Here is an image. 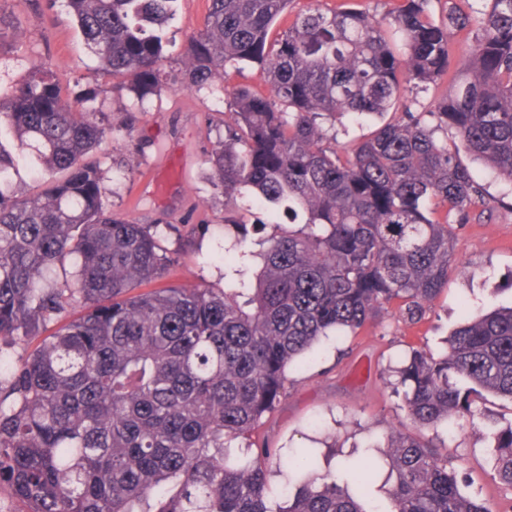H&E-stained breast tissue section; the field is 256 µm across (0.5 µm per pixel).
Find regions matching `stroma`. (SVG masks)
Wrapping results in <instances>:
<instances>
[{"instance_id":"1","label":"stroma","mask_w":512,"mask_h":512,"mask_svg":"<svg viewBox=\"0 0 512 512\" xmlns=\"http://www.w3.org/2000/svg\"><path fill=\"white\" fill-rule=\"evenodd\" d=\"M207 5V0H180L165 46L171 80L141 109L132 95L111 93L65 0H9L6 11L15 29L0 42V89L9 90L35 65L47 67L64 84L99 89L112 129L101 160L109 209L129 222L157 226L176 260L168 282L220 288L224 198L211 182L208 159L224 138L228 106L221 91L195 92L173 81ZM458 159L481 187L484 203L472 210L468 223L452 228L457 261L448 270L447 288L418 324L406 323L391 306L357 333L322 338L306 359L289 366L284 396L252 438L285 458L314 449L317 465L311 472L284 465L274 470L272 504L286 506L285 488L348 461L363 458L383 469V457L373 446L405 418L394 389L411 350L440 352L457 326L512 306V183L467 152ZM481 408L461 428L439 427L438 439L445 442L466 492L485 499L493 512H512V488L491 467L494 441L488 420L492 414H512V403L491 394Z\"/></svg>"}]
</instances>
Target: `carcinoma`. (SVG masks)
I'll list each match as a JSON object with an SVG mask.
<instances>
[{
    "label": "carcinoma",
    "mask_w": 512,
    "mask_h": 512,
    "mask_svg": "<svg viewBox=\"0 0 512 512\" xmlns=\"http://www.w3.org/2000/svg\"><path fill=\"white\" fill-rule=\"evenodd\" d=\"M66 3L112 92L142 103L161 90L178 0ZM291 3L208 0L181 59L190 89L247 63L268 85L224 89L231 121L211 177L224 209L249 196L290 226L275 224L254 251L235 225L222 289L141 290L175 259L153 226L112 214L100 161L83 160L112 140L93 93L71 96L39 66L0 93V126L15 136L0 146V343L34 344L0 366V487L27 512H491L425 431L474 415L484 390L512 401V308L457 327L438 358L412 350L400 368L397 394L416 431L387 437L389 508L328 475L274 509L278 449H231L320 337L354 333L393 304L417 324L447 285L449 217L464 223L483 196L438 132L454 129L512 183V0H489L454 69L448 30L474 19L448 0H403L387 24L354 8L308 9L270 36ZM447 75L453 91L429 121L408 110L353 146L336 143L337 118L382 116ZM30 152L49 179L16 197L10 177ZM75 304L82 313L70 319ZM492 438V469L512 488V417L492 421Z\"/></svg>",
    "instance_id": "1"
}]
</instances>
